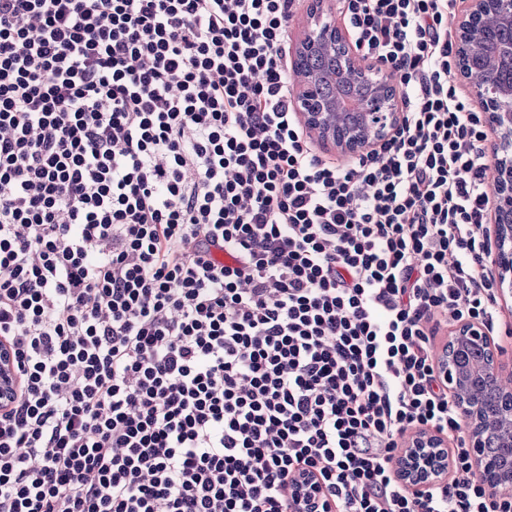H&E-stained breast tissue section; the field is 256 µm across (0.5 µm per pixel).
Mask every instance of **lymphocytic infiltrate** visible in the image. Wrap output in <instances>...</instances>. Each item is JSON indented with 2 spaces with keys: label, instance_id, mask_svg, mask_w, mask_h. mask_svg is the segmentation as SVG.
<instances>
[{
  "label": "lymphocytic infiltrate",
  "instance_id": "f902f5d3",
  "mask_svg": "<svg viewBox=\"0 0 512 512\" xmlns=\"http://www.w3.org/2000/svg\"><path fill=\"white\" fill-rule=\"evenodd\" d=\"M302 0H0V512H512L470 470L440 328L494 330L481 113L457 0H341L404 120L313 152ZM452 444L418 492L407 432ZM20 388V380L15 369L10 345L0 342V409L6 411ZM447 440L433 432L412 431L401 442L392 460L396 477L414 490L446 481L453 469ZM320 503V492L312 478L300 477L288 489V505L290 512H308Z\"/></svg>",
  "mask_w": 512,
  "mask_h": 512
}]
</instances>
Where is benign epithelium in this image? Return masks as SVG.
I'll use <instances>...</instances> for the list:
<instances>
[{
	"label": "benign epithelium",
	"instance_id": "7a95c632",
	"mask_svg": "<svg viewBox=\"0 0 512 512\" xmlns=\"http://www.w3.org/2000/svg\"><path fill=\"white\" fill-rule=\"evenodd\" d=\"M326 0H310L304 37L292 46V68L299 89L292 94L295 111L309 134L341 157H356L389 140L400 126L404 107L391 75L366 64L351 37L329 16ZM451 24L456 44L455 76L465 84L495 137L487 144L493 179L488 186L494 224L490 274L500 297L512 296V76L501 79L499 57L512 58V43L494 44L482 25L512 28V0H464ZM338 58V80L350 92L324 95L319 75L304 67L312 57ZM502 352L478 322H460L437 350L438 371L454 394L471 448V470L496 489L512 487V370ZM20 380L10 345L0 342V409L17 396ZM497 390L499 404L489 406L483 389ZM500 448L491 453L487 439ZM396 477L414 490L448 479L453 464L447 440L433 432L412 431L392 460ZM320 492L309 476L288 489L289 512H309Z\"/></svg>",
	"mask_w": 512,
	"mask_h": 512
}]
</instances>
